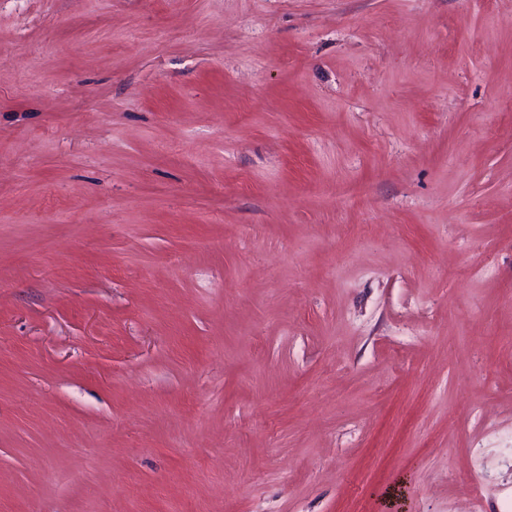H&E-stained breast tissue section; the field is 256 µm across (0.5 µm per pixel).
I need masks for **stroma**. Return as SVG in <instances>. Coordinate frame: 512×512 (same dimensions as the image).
Listing matches in <instances>:
<instances>
[{
    "mask_svg": "<svg viewBox=\"0 0 512 512\" xmlns=\"http://www.w3.org/2000/svg\"><path fill=\"white\" fill-rule=\"evenodd\" d=\"M512 512V0H0V512Z\"/></svg>",
    "mask_w": 512,
    "mask_h": 512,
    "instance_id": "1",
    "label": "stroma"
}]
</instances>
